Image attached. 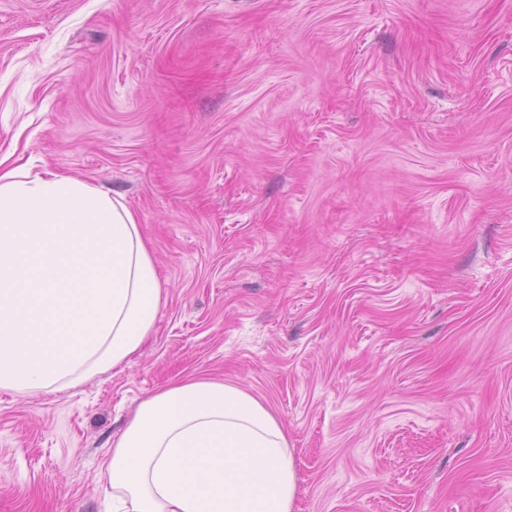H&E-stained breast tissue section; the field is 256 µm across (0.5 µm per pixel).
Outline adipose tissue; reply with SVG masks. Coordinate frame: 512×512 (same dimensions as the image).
Returning a JSON list of instances; mask_svg holds the SVG:
<instances>
[{
    "label": "adipose tissue",
    "instance_id": "1",
    "mask_svg": "<svg viewBox=\"0 0 512 512\" xmlns=\"http://www.w3.org/2000/svg\"><path fill=\"white\" fill-rule=\"evenodd\" d=\"M163 290L132 210L81 178L0 167V389L65 390L123 365ZM112 512H294L283 424L208 378L139 405L104 464Z\"/></svg>",
    "mask_w": 512,
    "mask_h": 512
}]
</instances>
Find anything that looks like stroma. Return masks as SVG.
I'll return each instance as SVG.
<instances>
[{
    "mask_svg": "<svg viewBox=\"0 0 512 512\" xmlns=\"http://www.w3.org/2000/svg\"><path fill=\"white\" fill-rule=\"evenodd\" d=\"M0 158L110 189L163 288L123 366L0 390V512H110L192 375L297 512H512V0H0Z\"/></svg>",
    "mask_w": 512,
    "mask_h": 512,
    "instance_id": "35a3bbf8",
    "label": "stroma"
}]
</instances>
